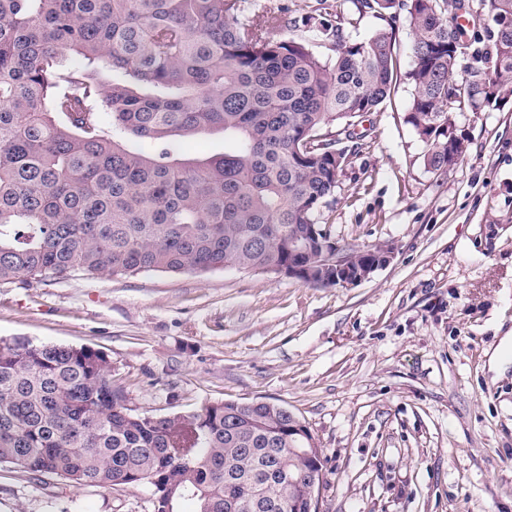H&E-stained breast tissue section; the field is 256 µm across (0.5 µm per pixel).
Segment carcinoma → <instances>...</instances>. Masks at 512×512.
<instances>
[{
  "instance_id": "carcinoma-1",
  "label": "carcinoma",
  "mask_w": 512,
  "mask_h": 512,
  "mask_svg": "<svg viewBox=\"0 0 512 512\" xmlns=\"http://www.w3.org/2000/svg\"><path fill=\"white\" fill-rule=\"evenodd\" d=\"M348 2L388 26L353 40L319 12L324 59L290 36L296 19L254 22L245 0H0V282L288 266L335 201L339 136L365 137L355 119L397 83L401 20L406 122L448 172L455 112L512 100V0ZM476 16L469 34L459 19ZM214 131L231 147L182 156V138ZM292 448L282 404L139 413L102 352L0 340V465L101 489L120 471L154 512H252L258 484L280 512H308Z\"/></svg>"
}]
</instances>
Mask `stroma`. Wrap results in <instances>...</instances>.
Returning a JSON list of instances; mask_svg holds the SVG:
<instances>
[{"label":"stroma","instance_id":"obj_1","mask_svg":"<svg viewBox=\"0 0 512 512\" xmlns=\"http://www.w3.org/2000/svg\"><path fill=\"white\" fill-rule=\"evenodd\" d=\"M398 81L367 136L342 140V245L393 259L349 288L224 268L0 283V338L102 351L129 406L280 403L322 450L321 512H512V103L456 115L444 175L405 121ZM0 512H153L142 486L75 488L0 466Z\"/></svg>","mask_w":512,"mask_h":512}]
</instances>
